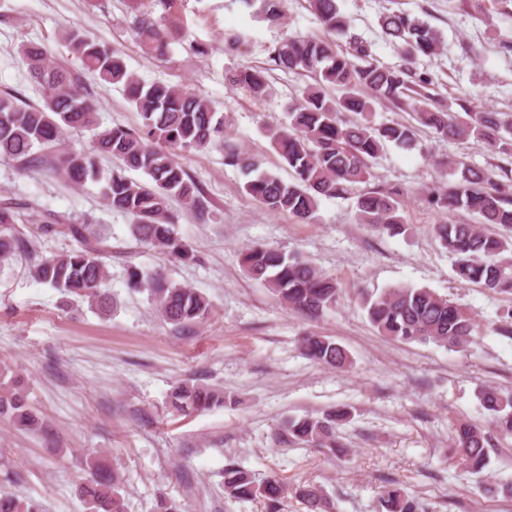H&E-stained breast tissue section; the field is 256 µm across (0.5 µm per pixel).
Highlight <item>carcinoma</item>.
I'll return each instance as SVG.
<instances>
[{"label": "carcinoma", "mask_w": 512, "mask_h": 512, "mask_svg": "<svg viewBox=\"0 0 512 512\" xmlns=\"http://www.w3.org/2000/svg\"><path fill=\"white\" fill-rule=\"evenodd\" d=\"M166 10L176 0H130L135 15V37L143 52L164 57L169 33L150 18L151 3ZM257 7L256 14L270 22L284 17L286 0H239ZM324 28V36L290 35L269 56L273 67L300 75L312 82L288 108L285 121L266 125L264 135L290 172V179L262 168V162L230 141L226 119L217 115L210 101L195 90L164 82H144L128 69L123 53L98 43L88 32L72 29L65 36L68 50L82 66L102 81L124 88L140 117L136 128L123 125L100 128L97 106L80 89L68 71L43 45L24 43L21 54L31 77L40 88V103H19L10 92H0V158L22 168L48 164V170L70 185L91 181L99 186L107 205L126 214L133 237L142 244L175 259L193 258L189 245L179 236L178 216L169 200L180 198L196 216L206 220L203 190L184 169L178 155L224 146V164L237 167L246 178L244 190L273 213H287L302 222L316 213L322 197L342 196L372 177L374 161L389 145L410 149L416 145L417 126L430 128L441 139L475 137L493 154L512 156V113L451 104L426 91L432 80L414 70L421 56L431 57L443 45L441 34L427 23L401 12L381 17V27L401 48L403 64H377L361 41L343 48L336 37L346 33L347 17L336 0H308ZM250 96L263 100L269 90V69L256 66L230 75ZM401 106L412 113L413 122L376 124L375 105ZM346 112L352 118L345 120ZM92 130L90 146L76 149L65 144L69 131ZM107 156L117 166L105 170L99 158ZM441 170L455 176L429 192V202L441 213L463 209L476 222L442 221L433 225L440 244L455 257L454 275L463 284H477L488 291H512V177L504 179L464 160L440 159ZM141 172L147 180L129 176ZM402 191L372 190L357 199V219L374 231L398 234L404 228ZM28 205L0 196V270L12 265L27 249L15 225L23 223ZM45 230L69 237L77 247L42 257L30 263V276L86 303L95 313L112 315L113 299L104 288L108 272L104 237L95 224L74 223L52 210L38 213ZM496 224L502 233H491L485 225ZM249 277L271 290L288 309L318 314L336 305V280L316 267L277 248L256 243L242 254ZM127 286L148 292L157 315L176 331L204 323L212 305L201 292L188 286L167 284L158 274L137 267L128 270ZM367 318L379 335L405 343H435L464 351L474 342L479 326L475 318L448 298L427 288L394 287L364 302ZM303 354L331 368L351 366L347 350L333 339L306 332L300 340ZM479 401L490 416L495 431L512 436V397L495 387L479 391ZM168 410L191 416L224 406V390L191 380L176 383L167 394ZM349 411L338 410L322 417L290 418L276 435L290 443L324 448L336 453L340 447L338 427ZM0 418L21 432L36 434L44 421L29 402L22 378L0 382ZM452 457L475 474L488 466V439L478 426L459 423L450 429ZM89 476L77 487L86 512H127L119 493L123 477L97 459L87 462ZM287 486L275 475L256 482L252 475L233 465L224 469V493L234 501L263 498L276 512ZM294 493L308 512H328L330 504L314 485L299 484ZM385 512H424L419 500L398 481L381 490ZM0 512H39L32 500L0 492Z\"/></svg>", "instance_id": "carcinoma-1"}]
</instances>
